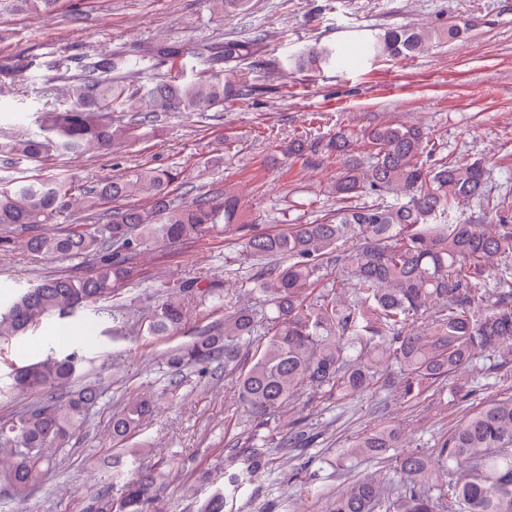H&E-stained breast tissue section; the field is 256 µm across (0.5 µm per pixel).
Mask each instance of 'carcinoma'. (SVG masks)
<instances>
[{
    "instance_id": "carcinoma-1",
    "label": "carcinoma",
    "mask_w": 512,
    "mask_h": 512,
    "mask_svg": "<svg viewBox=\"0 0 512 512\" xmlns=\"http://www.w3.org/2000/svg\"><path fill=\"white\" fill-rule=\"evenodd\" d=\"M18 14L31 9L52 13L62 0H0ZM466 26L418 29L396 27L366 38L365 59H399L420 54L440 41H453ZM261 37L227 38L206 47L213 74L192 82L162 78L141 93L112 72L122 58L98 54L69 78L68 101L40 109L39 132L0 141V155L41 166L60 156L110 150L142 139L144 128L166 112H203L244 100L253 88L239 82L236 65ZM149 53L172 62L184 46L166 40ZM341 47L319 41L293 59L299 71L341 67ZM129 112L130 121L112 125V113ZM372 145L367 161L353 158L336 179L339 199L369 192L392 200L342 208L315 224H290L266 232L242 221L239 193L196 190L188 202L172 195L182 180L177 166L138 168L78 189L65 174H50L0 186V245L26 231L25 249L34 256L95 261L85 276H47L0 310V341L36 328L52 317L93 308L114 323L129 321L127 308L112 301L128 281L138 257L157 247L196 240L224 226L244 255L258 264L246 278L254 305L237 306L224 296V323L202 330L166 353L168 370L196 367L211 374L224 364L240 406L253 425L248 445L232 448L240 466L224 472V486L198 512H224L244 486L271 471L267 439L280 410L305 391L337 403L372 390H387L409 402L429 391L448 395L447 404L468 400L477 379L512 363V198L497 200L498 223L468 218L448 222L460 201L486 197V171L480 161L430 165L431 138L419 126L378 124L361 133L340 131L324 152L346 156L356 136ZM144 196L146 206L131 200ZM47 224L63 229L49 234ZM183 281L145 321L149 336L181 329L192 297L215 289ZM77 351L16 368L11 389L42 391L44 398L0 422V486L22 501L58 468L57 452L85 423L105 393L100 383L78 389L84 372ZM156 407L134 398L112 417V440L135 435ZM280 445L306 448L313 436L303 429L277 436ZM132 450L118 448L112 472L129 468ZM390 462V475L350 478L333 493L314 481L307 495L326 498L327 512H512V388L457 417L448 436L426 452L412 448L401 430L380 421L352 437L340 462ZM158 475L134 468L115 512H151Z\"/></svg>"
}]
</instances>
